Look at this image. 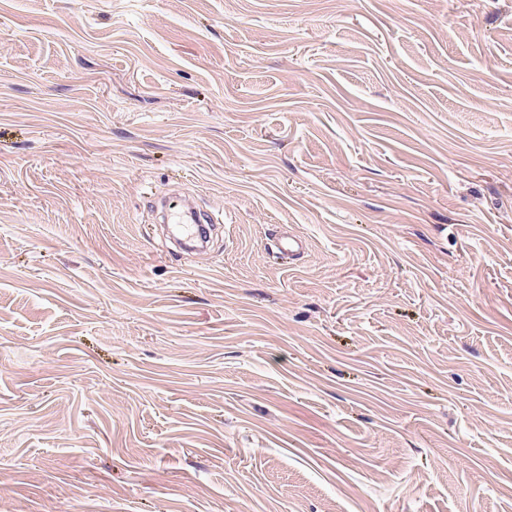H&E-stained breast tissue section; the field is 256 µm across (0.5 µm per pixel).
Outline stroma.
<instances>
[{
  "mask_svg": "<svg viewBox=\"0 0 512 512\" xmlns=\"http://www.w3.org/2000/svg\"><path fill=\"white\" fill-rule=\"evenodd\" d=\"M0 512H512V0H0ZM167 216L168 219L173 221L175 224L181 225V239L184 246H187L191 250L195 251L199 255H207L208 247L206 245V239L199 233V225L206 222L207 224H213V222L206 216H202L193 210H184L181 203L175 200H169L166 202ZM198 244L193 246L194 242ZM275 231V247L285 263L301 259L307 252L308 244L304 236L280 226Z\"/></svg>",
  "mask_w": 512,
  "mask_h": 512,
  "instance_id": "obj_1",
  "label": "stroma"
}]
</instances>
